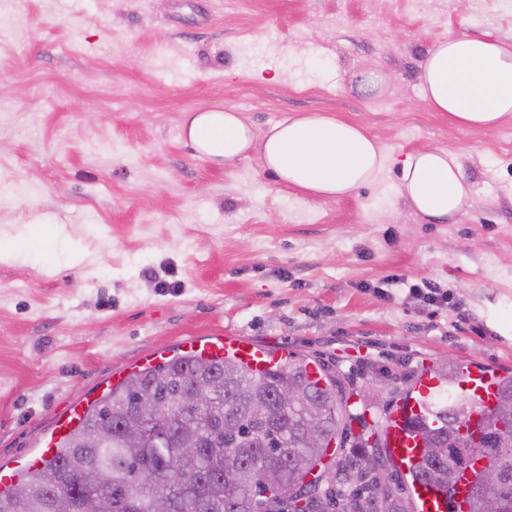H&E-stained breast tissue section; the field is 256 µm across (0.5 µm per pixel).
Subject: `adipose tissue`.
<instances>
[{
  "mask_svg": "<svg viewBox=\"0 0 512 512\" xmlns=\"http://www.w3.org/2000/svg\"><path fill=\"white\" fill-rule=\"evenodd\" d=\"M419 85L423 99L451 125L494 127L512 115V50L489 37L448 38L428 50ZM187 136L218 164L260 147L264 167L280 183L316 199L341 197L375 183L386 166L380 146L362 127L319 112L280 121L259 138L227 106L194 115ZM397 194L437 222L467 212L475 202L457 154L439 148L406 156Z\"/></svg>",
  "mask_w": 512,
  "mask_h": 512,
  "instance_id": "ef3b65f1",
  "label": "adipose tissue"
}]
</instances>
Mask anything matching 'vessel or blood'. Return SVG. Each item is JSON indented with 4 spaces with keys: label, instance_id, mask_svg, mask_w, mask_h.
Instances as JSON below:
<instances>
[{
    "label": "vessel or blood",
    "instance_id": "b4317fda",
    "mask_svg": "<svg viewBox=\"0 0 512 512\" xmlns=\"http://www.w3.org/2000/svg\"><path fill=\"white\" fill-rule=\"evenodd\" d=\"M182 350L209 360L233 358L255 375L272 369L288 357L287 352L270 351L260 342L241 336H188L182 341ZM497 381L494 371L469 364L463 366L460 381L451 389H454L457 400L468 405L477 416L493 406ZM447 389L450 388L431 373H424L412 396L392 409L383 427L382 438L399 467L410 468L416 458L413 438L408 430L409 421L427 413L432 397L445 394ZM83 411L82 405L73 406L51 436L42 440L40 459L53 456L57 442L77 426ZM414 498L418 512H467L468 509L464 494L450 497L430 485H416Z\"/></svg>",
    "mask_w": 512,
    "mask_h": 512
}]
</instances>
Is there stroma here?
Here are the masks:
<instances>
[{"instance_id":"1","label":"stroma","mask_w":512,"mask_h":512,"mask_svg":"<svg viewBox=\"0 0 512 512\" xmlns=\"http://www.w3.org/2000/svg\"><path fill=\"white\" fill-rule=\"evenodd\" d=\"M0 463L25 462L112 374L187 336H247L337 369L382 418L446 360L512 372V116L451 125L418 74L448 37L512 44V0H0ZM384 75L370 94L365 73ZM256 135L321 112L388 157L313 199L257 153L214 163L188 115ZM455 151L476 202L437 224L395 194L415 150ZM426 281L446 292L411 293Z\"/></svg>"}]
</instances>
